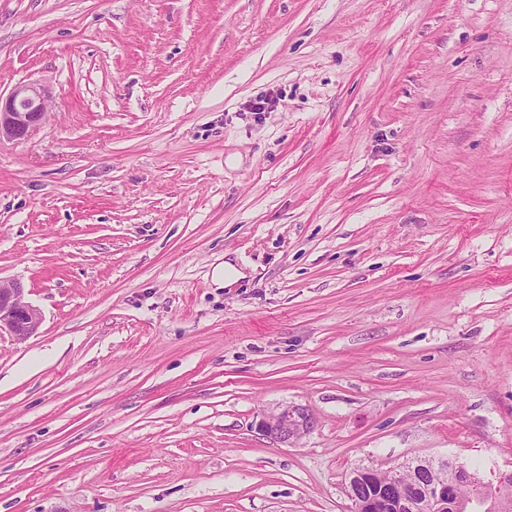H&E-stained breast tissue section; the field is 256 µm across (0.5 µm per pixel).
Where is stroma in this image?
Instances as JSON below:
<instances>
[{
    "mask_svg": "<svg viewBox=\"0 0 512 512\" xmlns=\"http://www.w3.org/2000/svg\"><path fill=\"white\" fill-rule=\"evenodd\" d=\"M30 82L0 512H351L358 467L512 470V0H0V92ZM296 405L310 433L262 435ZM39 311L25 299V288L19 282L0 281V331L8 329L18 340L32 336L40 325ZM316 425L312 414L302 406L286 407L262 419L259 430L280 443H291L308 434Z\"/></svg>",
    "mask_w": 512,
    "mask_h": 512,
    "instance_id": "obj_1",
    "label": "stroma"
}]
</instances>
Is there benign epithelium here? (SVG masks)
Listing matches in <instances>:
<instances>
[{
    "mask_svg": "<svg viewBox=\"0 0 512 512\" xmlns=\"http://www.w3.org/2000/svg\"><path fill=\"white\" fill-rule=\"evenodd\" d=\"M47 99L34 83L17 86L8 96L0 95V138L23 140L42 123ZM39 311L25 299L19 282H0V329L6 328L18 340L33 335L40 325ZM316 425L302 406L286 407L262 419L264 436L291 443ZM437 470L430 460L408 463L381 472L357 468L349 474L347 495L353 512H512V472L499 476L496 487L478 482L464 465L448 466V479L431 480ZM468 487V493L461 492Z\"/></svg>",
    "mask_w": 512,
    "mask_h": 512,
    "instance_id": "benign-epithelium-1",
    "label": "benign epithelium"
}]
</instances>
